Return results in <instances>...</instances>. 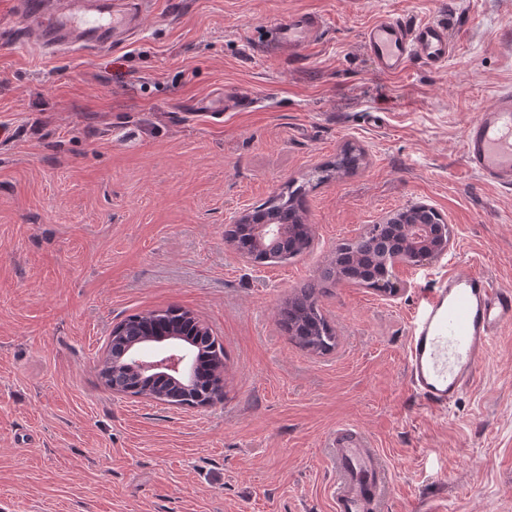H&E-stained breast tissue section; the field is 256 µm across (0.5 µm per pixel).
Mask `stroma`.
<instances>
[{
	"instance_id": "35a3bbf8",
	"label": "stroma",
	"mask_w": 512,
	"mask_h": 512,
	"mask_svg": "<svg viewBox=\"0 0 512 512\" xmlns=\"http://www.w3.org/2000/svg\"><path fill=\"white\" fill-rule=\"evenodd\" d=\"M320 14L310 49L268 31ZM443 22L446 65L380 74L364 28ZM0 512H332L329 439L351 423L392 478L381 512H512V335L447 412L410 388L422 296L450 268L512 287V188L468 171L464 129L512 86V0H154L132 43L53 57L2 38ZM248 93L213 118L199 101ZM348 146L363 167L310 189L311 245L257 264L224 232ZM416 203L451 225L447 255L394 269L389 296L319 295L335 349L299 348L275 314L339 245ZM179 307L223 344L224 396L189 408L99 376L113 327Z\"/></svg>"
}]
</instances>
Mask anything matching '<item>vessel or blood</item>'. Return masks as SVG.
Listing matches in <instances>:
<instances>
[{
	"label": "vessel or blood",
	"instance_id": "b4317fda",
	"mask_svg": "<svg viewBox=\"0 0 512 512\" xmlns=\"http://www.w3.org/2000/svg\"><path fill=\"white\" fill-rule=\"evenodd\" d=\"M21 31L48 52L90 54L124 46L142 24L146 0H15ZM322 27L319 16L292 13L274 28L289 50L309 46ZM363 47L378 71L396 75L413 59L440 66L451 52L448 30L432 20L390 17L368 25ZM464 163L491 186L512 185V89L479 110L464 132ZM512 330V288L492 277L452 268L425 294L412 315L406 367L412 391L426 408L445 412L471 387L495 340ZM336 480L333 512H378L387 495V470L370 439L350 425L330 439Z\"/></svg>",
	"mask_w": 512,
	"mask_h": 512
}]
</instances>
